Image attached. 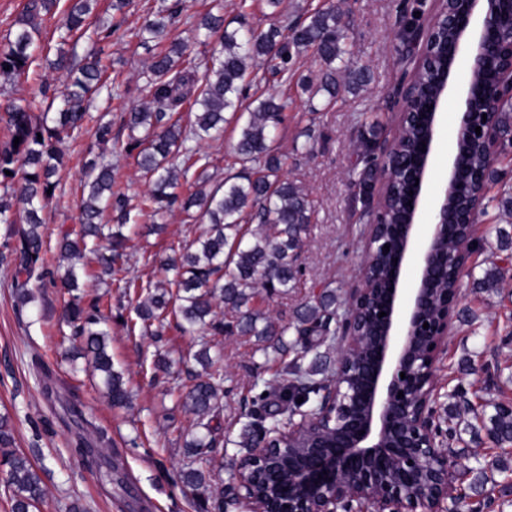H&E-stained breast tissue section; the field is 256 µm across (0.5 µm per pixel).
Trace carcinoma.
I'll return each mask as SVG.
<instances>
[{
  "instance_id": "1",
  "label": "carcinoma",
  "mask_w": 512,
  "mask_h": 512,
  "mask_svg": "<svg viewBox=\"0 0 512 512\" xmlns=\"http://www.w3.org/2000/svg\"><path fill=\"white\" fill-rule=\"evenodd\" d=\"M97 4L98 0H31L20 26L0 46V79L14 84L29 80L33 65L49 57L37 39L43 23L41 14H62L54 31L55 59L48 61V66L59 73L62 88L39 113L33 112L34 101L20 99L0 115L7 131L5 140L0 141V223H15L13 208L23 206L27 228L22 230L14 277L24 281L16 282L17 296L23 304L31 301L27 285L33 279L42 286L47 281H59L71 292L67 323L80 339L78 350L90 358L99 373L112 405L122 407L130 398L124 373L114 367L108 352V332L103 328L112 319V297L106 291L85 301L76 293L80 277L107 288L117 281L128 291L147 290V297L135 307L136 319L126 322L131 334L138 326L148 329L154 325V335L160 336L170 317L180 332L199 334L198 349L188 353V359L194 360L201 371L189 373L191 384L177 385L181 407L204 429L184 441L186 454L197 456L203 448L218 447L210 419L224 398V372L216 367L207 340L224 334V318L217 315L216 305L222 304L235 314V329L255 337L261 351L280 357L298 347L306 352L314 341L334 340L340 319L336 294L328 289L321 292L316 304L297 313L289 323H277L252 307L262 288L288 292L300 273L297 256L310 224L308 194L300 185L278 177L281 159L273 143L288 103L271 94L248 110L235 146L241 171L219 184L209 185L211 157L189 141L224 132L225 113L235 115L242 108V82L251 61L261 60L267 73L286 82L292 77L293 54L311 48L319 69L304 79L303 85L309 88L315 84L317 90L331 96L337 90L336 74H343L350 92L359 91L367 78L354 65L346 44L347 24L336 5L287 23L289 37L285 38L275 24L261 33L245 24L232 30L224 28V0H211L210 8L192 29L201 50L189 55L187 45L171 41L170 48L154 56L144 72L147 97L156 109L143 105L128 112L129 134L123 151L134 159L147 191L136 205H129L128 197L118 188L112 163L94 153L90 144L86 148L89 159L84 164L87 194L79 205V224L54 235L44 224L41 212L60 190L55 176L90 123L96 125L97 141L108 140L112 124L102 122V116L90 112V108L103 94L108 99L120 95L119 85L98 51L91 48L78 58L81 45H94L121 26L114 15L108 20L95 17ZM177 14L176 5L158 8L145 18L138 37L158 43L169 39L170 21ZM435 66H440V61L420 68L414 75L418 111L434 89ZM201 69L204 75L200 77ZM17 137L20 142L16 145ZM417 143L414 128L401 130L402 161L412 160ZM372 144L370 139L363 142L364 167L358 178V186L369 199L372 195L367 187L376 170ZM481 163L478 147L468 145L461 156L463 170ZM411 190L401 177L393 179L387 223H403ZM177 203L187 213L195 211L193 219L205 228L191 244L181 248L180 254L160 258V265L174 272L167 286L153 289L122 276L124 269L119 260L126 237L103 223L105 213L117 211L119 223L126 224L134 209L155 224ZM246 217L257 223V230L243 229L241 221ZM88 253L94 255L97 268L86 267L84 258ZM511 271L493 261L476 279L475 286L499 288ZM289 334L293 336L290 341L285 339ZM324 375L323 371L304 372L294 362L282 363L278 372L316 404L318 387L326 381ZM493 409L483 424L486 436L500 448L511 447L512 403L498 402ZM13 444L8 417H0V462L6 468L4 496L10 512H40L46 500L43 480L38 469L13 450ZM180 480L194 490H204L199 496V512H224V492L210 491L204 470L189 466L181 471ZM469 498L471 495L461 494L454 507L459 512L465 507L470 512L493 508L488 498L474 503Z\"/></svg>"
}]
</instances>
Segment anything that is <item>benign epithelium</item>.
Masks as SVG:
<instances>
[{
    "mask_svg": "<svg viewBox=\"0 0 512 512\" xmlns=\"http://www.w3.org/2000/svg\"><path fill=\"white\" fill-rule=\"evenodd\" d=\"M505 2L463 0L461 10L457 0H437V11L420 36L418 64L437 50L435 33L438 22L444 21L454 40L443 49L446 60L438 91L427 102L430 110L416 112L412 83H407L397 113L396 129L411 121L423 129L421 141L426 145L414 163L403 168L404 177L414 184L407 220L392 239L382 232V211L369 225L358 283L348 294L336 374L325 383L319 406L297 421L288 420L283 430L264 432L257 445L235 461L229 491L245 504L246 512H448L447 503L459 496L461 470L455 453L440 440L436 411L437 364L447 349L459 290L435 284L448 277L450 267L461 278L475 249L474 227L488 193L486 173L463 177L459 148L479 145L492 165L505 140L496 123L499 98L512 96V24L508 37L500 34ZM493 55L502 61L501 74L484 85V102L476 105L473 78ZM461 59L462 76L456 70ZM450 108L457 117L455 146L448 155L446 178L425 213L423 194L434 165L439 114ZM372 154L380 159L374 184L382 196L389 173L399 163L398 139L374 146ZM424 220L429 234L418 251L414 286L404 302L407 259L414 250L416 226ZM462 226L467 229V247L451 256L440 242L455 237ZM377 264L389 269L385 288L373 287L371 268ZM381 312L385 316H379ZM313 430L334 432L336 441L289 465L286 444Z\"/></svg>",
    "mask_w": 512,
    "mask_h": 512,
    "instance_id": "benign-epithelium-1",
    "label": "benign epithelium"
}]
</instances>
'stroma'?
I'll list each match as a JSON object with an SVG mask.
<instances>
[{
	"label": "stroma",
	"instance_id": "obj_1",
	"mask_svg": "<svg viewBox=\"0 0 512 512\" xmlns=\"http://www.w3.org/2000/svg\"><path fill=\"white\" fill-rule=\"evenodd\" d=\"M329 3L282 0L274 10L267 0H224V25L236 28L244 18L265 31L274 15H308ZM160 4L161 0H134L120 29L98 45L112 78L125 89L122 97H101L94 103V112L111 121L114 136L101 149L119 171L125 193L134 200L146 185L134 160L121 153L119 145L128 135L123 117L144 98L143 73L151 56L161 50L154 42L140 44L134 32L147 12ZM340 7L353 59L368 74L360 91L341 90L333 97L304 92L300 79L318 68L309 52L294 56L293 76L285 83L272 79L261 62H254L250 68L254 80L243 91L249 103L271 93L287 98L286 118L276 141L283 159L279 176L303 186L313 204L309 234L300 252L303 271L294 287L288 294L261 295L253 302L254 308L283 323L297 306L314 300L327 287L335 289L338 303H345L357 281L374 214L373 206L364 204L357 184L363 168L362 141L371 132L381 144L394 137L400 88L416 65L401 35L408 22L428 23L435 0H342ZM239 130L230 121L222 137L200 143V150L213 161L212 183L238 171L232 145ZM94 140L93 133H85L59 171L64 193L43 213L49 227L77 225L84 149ZM511 223L492 204L478 217L480 247L468 262V276L461 280L448 347L438 363L440 416H447L448 392L458 384L478 406L512 400V274L497 292L479 291L472 285L473 277L482 276L498 253V229ZM163 225V232H154L150 221L141 217L123 228L130 238L124 263L136 281H167L168 273L154 263V256L166 255L168 247L191 243L203 230L201 223L188 220L178 207L165 216ZM22 229L19 223L0 224V415L11 418L16 452L44 469L42 512H69L76 499L87 512H196L195 491L176 482L187 463L183 443L195 431V420L182 410L173 389L175 380L188 378L179 358L193 345V338L172 325L159 338L144 330L128 334L123 321L134 317L138 298L113 288L110 350L133 396L128 407H112L99 375L93 374L85 359L72 357L74 338L65 322L66 297L61 286L42 288L30 282L35 300L20 304L13 288V249ZM211 344L220 352L224 369V400L217 418V436L223 446L215 454L198 455L194 462L209 471L212 484L226 486L232 482L235 461L245 453L241 441L251 416L271 413L284 420L289 410L280 397L277 365L266 362L254 337L216 335ZM161 353L172 362L171 375L155 369ZM99 427L112 441L115 469L108 481L72 453L79 441L97 445Z\"/></svg>",
	"mask_w": 512,
	"mask_h": 512
}]
</instances>
